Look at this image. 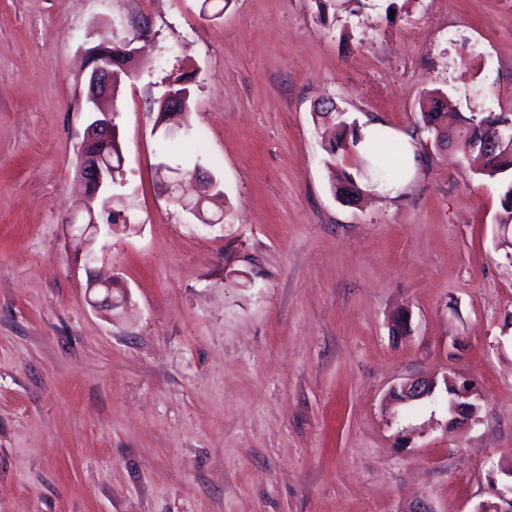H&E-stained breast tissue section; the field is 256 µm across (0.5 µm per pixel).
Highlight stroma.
<instances>
[{"label":"stroma","mask_w":512,"mask_h":512,"mask_svg":"<svg viewBox=\"0 0 512 512\" xmlns=\"http://www.w3.org/2000/svg\"><path fill=\"white\" fill-rule=\"evenodd\" d=\"M132 41L114 101L133 225L86 266L85 61ZM191 90L190 135L156 102ZM439 96L512 111V0H0V512H474L512 465V262L500 188L421 128ZM333 102L390 187L356 204L315 113ZM218 183L206 226L160 195ZM110 275L126 303L99 307ZM408 312L403 336L392 320ZM419 376L432 399L394 404ZM481 421L448 427L446 379ZM160 190L163 197L167 200H176L185 209L190 211H199L204 199L198 197L196 200H187L183 195H179L182 188L183 176L179 173H168L164 174L162 171L157 173Z\"/></svg>","instance_id":"1"}]
</instances>
